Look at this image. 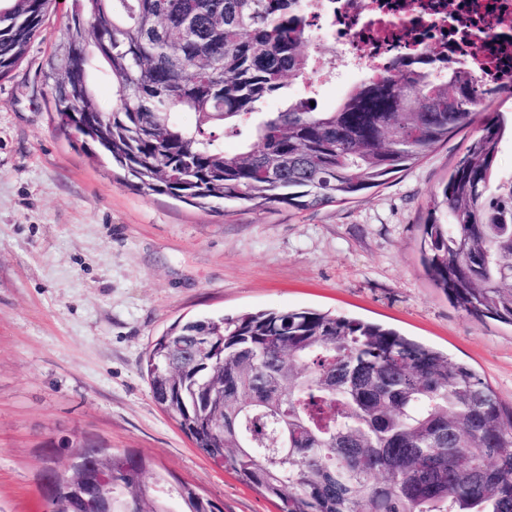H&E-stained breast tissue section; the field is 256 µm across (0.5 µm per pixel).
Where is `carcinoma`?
I'll list each match as a JSON object with an SVG mask.
<instances>
[{
  "label": "carcinoma",
  "instance_id": "obj_1",
  "mask_svg": "<svg viewBox=\"0 0 512 512\" xmlns=\"http://www.w3.org/2000/svg\"><path fill=\"white\" fill-rule=\"evenodd\" d=\"M0 10V78L41 33L52 0ZM299 0H71L43 77L57 127L103 153L144 195L218 210H299L352 202L478 123L430 196L422 265L478 321L512 325V173L506 124L438 46L318 105L316 59ZM112 73L98 102L92 63ZM296 85L276 112L268 100ZM192 112L195 124L177 119ZM231 134L241 147L226 152ZM210 350L200 355L196 337ZM156 403L205 458L276 501L279 512H512V408L470 367L399 331L318 310H266L173 323L146 352ZM107 460L112 512H218L189 483L134 451L81 437Z\"/></svg>",
  "mask_w": 512,
  "mask_h": 512
}]
</instances>
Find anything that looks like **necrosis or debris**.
Listing matches in <instances>:
<instances>
[{"instance_id":"1","label":"necrosis or debris","mask_w":512,"mask_h":512,"mask_svg":"<svg viewBox=\"0 0 512 512\" xmlns=\"http://www.w3.org/2000/svg\"><path fill=\"white\" fill-rule=\"evenodd\" d=\"M313 31L330 37L334 54L318 60L316 75L335 78L390 66L459 28L466 41L456 60L487 86L512 72V0H302Z\"/></svg>"}]
</instances>
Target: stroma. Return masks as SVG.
<instances>
[{
	"label": "stroma",
	"mask_w": 512,
	"mask_h": 512,
	"mask_svg": "<svg viewBox=\"0 0 512 512\" xmlns=\"http://www.w3.org/2000/svg\"><path fill=\"white\" fill-rule=\"evenodd\" d=\"M70 0L0 78V512H48L43 461L80 433L135 450L220 512H278L199 455L141 360L174 322L313 309L394 328L475 370L512 407V327L451 304L418 252L464 128L354 202L213 213L144 195L57 128L42 81Z\"/></svg>",
	"instance_id": "1"
}]
</instances>
